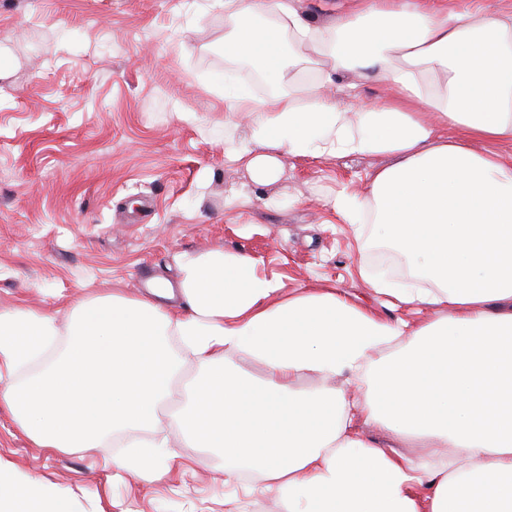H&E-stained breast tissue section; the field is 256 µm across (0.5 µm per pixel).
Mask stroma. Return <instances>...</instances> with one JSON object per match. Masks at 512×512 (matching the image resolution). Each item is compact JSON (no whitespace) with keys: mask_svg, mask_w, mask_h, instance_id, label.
<instances>
[{"mask_svg":"<svg viewBox=\"0 0 512 512\" xmlns=\"http://www.w3.org/2000/svg\"><path fill=\"white\" fill-rule=\"evenodd\" d=\"M225 33L212 0H0V310L56 316L46 362L75 299L139 296L141 275L175 281L179 256L209 249L253 258L286 295L333 288L387 321L436 317L372 288L380 230L332 206L386 157L291 156L263 188L227 167L225 140L250 128L224 108L225 70L247 67ZM172 452L161 480L117 478L126 440L50 452L0 410V464L70 512H225L223 457L189 438Z\"/></svg>","mask_w":512,"mask_h":512,"instance_id":"1","label":"stroma"}]
</instances>
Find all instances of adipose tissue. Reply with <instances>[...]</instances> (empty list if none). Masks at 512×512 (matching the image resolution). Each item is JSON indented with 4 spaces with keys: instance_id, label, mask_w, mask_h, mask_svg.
Instances as JSON below:
<instances>
[{
    "instance_id": "adipose-tissue-1",
    "label": "adipose tissue",
    "mask_w": 512,
    "mask_h": 512,
    "mask_svg": "<svg viewBox=\"0 0 512 512\" xmlns=\"http://www.w3.org/2000/svg\"><path fill=\"white\" fill-rule=\"evenodd\" d=\"M225 51L263 72L265 96L224 81L228 110L251 134L225 156L259 186L277 182L284 156L388 155L358 195L337 192L349 223L371 215L427 288L377 292L449 309L420 326L384 321L335 289L282 296L278 280L243 254L182 256L187 312L157 301L161 288L71 305L74 340L51 371L8 384L0 408L38 447L89 448L114 433L157 425L179 400L181 435L224 456V482L260 473L258 493L286 512H512V8L454 11L447 0H356L314 23L294 0H213ZM275 15V25L264 18ZM326 59L329 72L371 74L395 92L356 110L325 83L296 87L291 67ZM54 317L0 311V371L39 360ZM202 381L176 387L170 337ZM258 359L249 379L224 354ZM305 375L326 379L299 392ZM385 430L418 441L411 457L361 438ZM0 512H65L61 498L0 466Z\"/></svg>"
}]
</instances>
